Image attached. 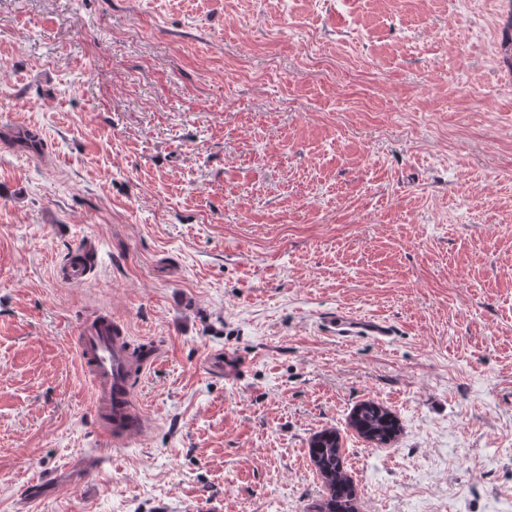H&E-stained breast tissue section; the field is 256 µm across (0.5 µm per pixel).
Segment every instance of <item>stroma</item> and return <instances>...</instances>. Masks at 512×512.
<instances>
[{"label": "stroma", "instance_id": "35a3bbf8", "mask_svg": "<svg viewBox=\"0 0 512 512\" xmlns=\"http://www.w3.org/2000/svg\"><path fill=\"white\" fill-rule=\"evenodd\" d=\"M100 313L164 347L102 457ZM326 428L357 512H512V0H0V512H309ZM97 250L98 242L91 238L87 239L81 250L71 253L57 265L56 275L69 284L86 283L90 279L89 274ZM324 330L332 336L356 335L361 330H378L375 324H367L361 320L350 317L331 318L323 325ZM349 425L365 441L381 446L396 439L400 426L396 416L374 401H363L353 407Z\"/></svg>", "mask_w": 512, "mask_h": 512}]
</instances>
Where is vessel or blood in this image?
Returning a JSON list of instances; mask_svg holds the SVG:
<instances>
[{"label":"vessel or blood","mask_w":512,"mask_h":512,"mask_svg":"<svg viewBox=\"0 0 512 512\" xmlns=\"http://www.w3.org/2000/svg\"><path fill=\"white\" fill-rule=\"evenodd\" d=\"M97 250V241L87 239L81 250L58 264V278L69 284L87 282ZM323 328L330 335L347 337L364 330L365 324L346 316L327 320ZM76 353L91 387L98 435L116 447L144 435L147 421L135 399L134 384L160 360V351L136 350L121 327L110 316L101 315L82 325Z\"/></svg>","instance_id":"1"}]
</instances>
